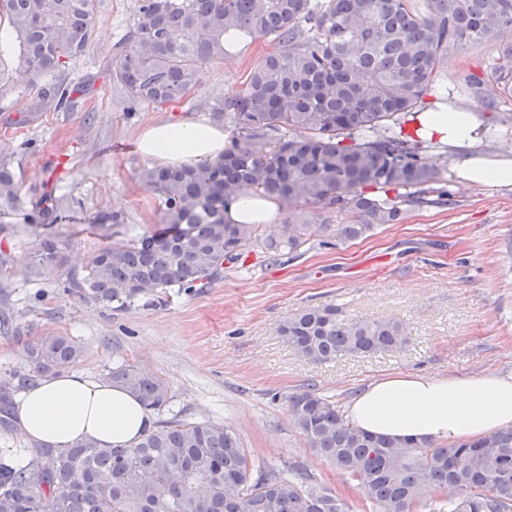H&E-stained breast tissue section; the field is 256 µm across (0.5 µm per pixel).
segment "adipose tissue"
<instances>
[{"label": "adipose tissue", "mask_w": 512, "mask_h": 512, "mask_svg": "<svg viewBox=\"0 0 512 512\" xmlns=\"http://www.w3.org/2000/svg\"><path fill=\"white\" fill-rule=\"evenodd\" d=\"M483 122L455 104L426 109L406 126L426 141L469 149ZM222 129L204 122H152L144 125L138 149L167 166L203 163L224 151ZM474 185L512 183V158L472 157L458 172ZM281 204L245 195L225 213L233 224H275ZM358 429L393 439L455 443L476 440L512 427V373L431 377L395 373L370 382L348 407ZM153 423L152 415L127 391L106 380L74 371L41 377L19 397L16 437L63 450L90 441L99 447L129 446Z\"/></svg>", "instance_id": "adipose-tissue-1"}]
</instances>
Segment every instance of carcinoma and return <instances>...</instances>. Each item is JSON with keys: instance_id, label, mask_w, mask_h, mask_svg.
Wrapping results in <instances>:
<instances>
[{"instance_id": "1", "label": "carcinoma", "mask_w": 512, "mask_h": 512, "mask_svg": "<svg viewBox=\"0 0 512 512\" xmlns=\"http://www.w3.org/2000/svg\"><path fill=\"white\" fill-rule=\"evenodd\" d=\"M0 23V57L18 52L30 112L69 108L73 89L62 70L91 44L92 0H0ZM233 29L270 45L234 97L211 103L212 117L234 136L212 161L138 171L169 230L100 249L72 279L83 299L113 311L152 304L173 288L211 283L255 245L276 260L312 236L323 245L354 240L401 223L409 207L451 206L453 194L437 187L442 174L427 160L432 144L405 133L402 119L424 109L443 58L464 42L499 46L493 90L512 98V0H430L425 13L413 0H138L112 58L127 111L190 95L204 66L228 55L224 34ZM395 188L407 194L366 193ZM18 193L1 163L0 204ZM246 194L280 200L293 223L261 234L258 224L227 223L226 208ZM335 207L351 222L308 223L309 210ZM57 256L50 241L35 254L46 267ZM279 333L317 362L407 342L403 320H347L333 305L298 311ZM84 357V346L64 334L27 347L38 375L68 371ZM107 379L152 413L169 409L168 382L127 360L112 364ZM31 381L15 370L0 385V427L13 420L11 394ZM288 403L310 448L376 512H512V428L443 446L367 434L311 390ZM0 512H345V504L300 470L254 466L229 426L176 413L129 447L1 449Z\"/></svg>"}]
</instances>
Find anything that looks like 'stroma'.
<instances>
[{
  "mask_svg": "<svg viewBox=\"0 0 512 512\" xmlns=\"http://www.w3.org/2000/svg\"><path fill=\"white\" fill-rule=\"evenodd\" d=\"M95 26L87 53L67 64L74 107L43 112L5 129L27 108L28 78L16 55L0 57L14 90L0 99V159L19 185L15 204L0 206V381L25 370V345L60 332L80 340L78 370L98 380L126 359L165 378L173 410L194 421L230 426L255 461L306 471L315 487L336 494L346 512L370 503L317 455L295 426L288 398L312 389L345 407L366 383L398 372L432 376L512 371V184L467 186L457 177L466 154L437 149L455 194L453 207L411 208L398 224L334 246L306 244L268 260L251 250L206 287L172 293L168 305L114 312L64 292L101 248L165 231L158 203L136 174L148 161L136 148L144 124L208 121L209 102L238 92L268 51L253 40L242 53L205 66L197 93L162 107L127 112L111 78L114 44L132 26L137 0H93ZM499 54L489 44L449 53L427 103L451 100L484 121L474 151L512 158V98L486 105L464 87L475 76L492 86ZM55 197L50 217L38 202ZM59 246L54 266L33 252ZM335 305L349 319L398 317L409 336L398 351L317 363L292 350L280 325L298 310Z\"/></svg>",
  "mask_w": 512,
  "mask_h": 512,
  "instance_id": "stroma-1",
  "label": "stroma"
}]
</instances>
